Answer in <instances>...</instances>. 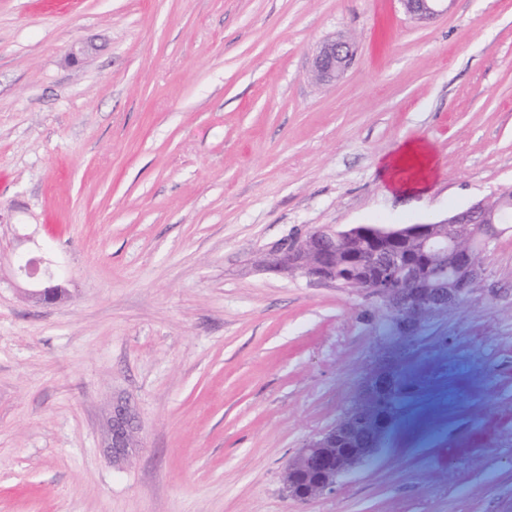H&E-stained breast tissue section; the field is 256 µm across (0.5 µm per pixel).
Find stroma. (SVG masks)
<instances>
[{
  "label": "stroma",
  "mask_w": 512,
  "mask_h": 512,
  "mask_svg": "<svg viewBox=\"0 0 512 512\" xmlns=\"http://www.w3.org/2000/svg\"><path fill=\"white\" fill-rule=\"evenodd\" d=\"M447 5L0 0V512H512V224L473 296L399 345L378 458L310 502L283 483L396 345L379 301L260 254L512 189V0ZM334 37L355 59L322 85ZM412 140L431 183L391 189ZM33 257L55 304L22 291ZM117 399L140 436L121 466ZM406 13L417 20H430L443 12L446 0H401ZM354 50L350 42L332 39L324 42L314 58L312 75L323 83H333L351 66ZM38 263H45L46 267L43 271V275L38 278L41 288H33L28 290V296L41 303H52L62 297L63 289L61 285L53 283L55 279L54 273L51 270V262L47 259L39 258L36 259ZM136 422V414L127 402L112 403L103 422V447L113 464L124 462L132 448H136Z\"/></svg>",
  "instance_id": "1"
}]
</instances>
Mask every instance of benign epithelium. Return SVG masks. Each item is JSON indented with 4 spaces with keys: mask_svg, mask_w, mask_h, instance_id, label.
Here are the masks:
<instances>
[{
    "mask_svg": "<svg viewBox=\"0 0 512 512\" xmlns=\"http://www.w3.org/2000/svg\"><path fill=\"white\" fill-rule=\"evenodd\" d=\"M406 13L417 20H430L442 12L446 0H401ZM350 42L332 39L316 52L312 75L333 83L351 66ZM512 206V190L472 203L445 219L397 226L362 224L338 230L324 225L305 237L274 245L264 256L269 269L300 275L311 282L351 288L376 297L390 314L392 332L410 339L423 327L424 319L448 313L475 291L480 275V252L499 234V216ZM344 256L345 273L338 275L337 257ZM42 276L30 270L32 261L19 264L29 279L39 278L40 287L28 296L41 303L62 297L51 262ZM399 362L387 361L373 369L362 382V393L391 400L399 387ZM397 415L388 413L383 431L366 435L358 411L344 415L334 427L309 440L285 471L288 494L308 502L332 494L343 476L373 462L392 430ZM104 451L120 464L137 446L136 414L126 402L112 403L104 422Z\"/></svg>",
    "mask_w": 512,
    "mask_h": 512,
    "instance_id": "benign-epithelium-1",
    "label": "benign epithelium"
}]
</instances>
